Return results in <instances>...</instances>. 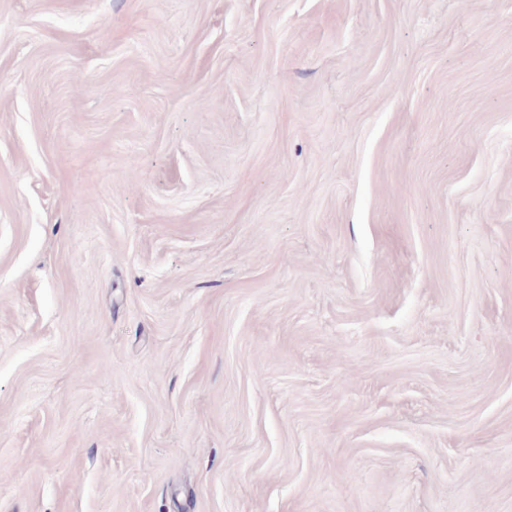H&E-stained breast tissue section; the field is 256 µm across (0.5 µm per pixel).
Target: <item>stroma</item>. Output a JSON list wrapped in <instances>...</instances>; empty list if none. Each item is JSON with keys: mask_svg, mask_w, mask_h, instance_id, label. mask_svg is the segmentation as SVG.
Instances as JSON below:
<instances>
[{"mask_svg": "<svg viewBox=\"0 0 512 512\" xmlns=\"http://www.w3.org/2000/svg\"><path fill=\"white\" fill-rule=\"evenodd\" d=\"M0 512H512V0H0Z\"/></svg>", "mask_w": 512, "mask_h": 512, "instance_id": "obj_1", "label": "stroma"}]
</instances>
